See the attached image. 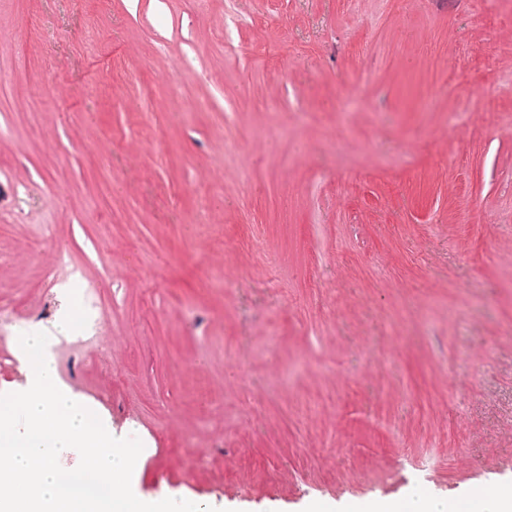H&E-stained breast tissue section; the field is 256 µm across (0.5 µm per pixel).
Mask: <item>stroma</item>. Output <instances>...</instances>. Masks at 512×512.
Segmentation results:
<instances>
[{
  "label": "stroma",
  "mask_w": 512,
  "mask_h": 512,
  "mask_svg": "<svg viewBox=\"0 0 512 512\" xmlns=\"http://www.w3.org/2000/svg\"><path fill=\"white\" fill-rule=\"evenodd\" d=\"M63 287L143 499L512 487V5L0 0V393Z\"/></svg>",
  "instance_id": "35a3bbf8"
}]
</instances>
